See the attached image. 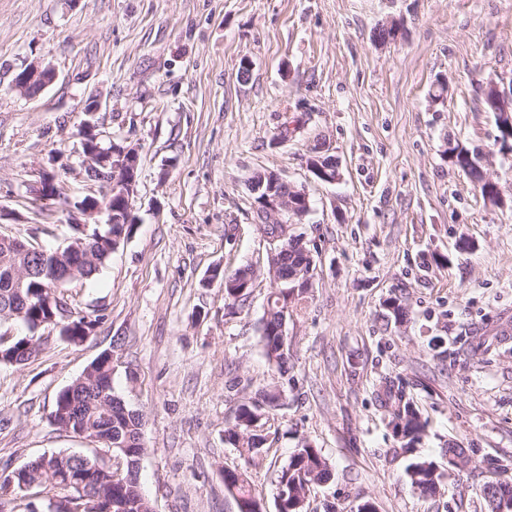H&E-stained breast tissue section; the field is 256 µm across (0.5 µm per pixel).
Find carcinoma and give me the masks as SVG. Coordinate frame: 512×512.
<instances>
[{
    "instance_id": "1",
    "label": "carcinoma",
    "mask_w": 512,
    "mask_h": 512,
    "mask_svg": "<svg viewBox=\"0 0 512 512\" xmlns=\"http://www.w3.org/2000/svg\"><path fill=\"white\" fill-rule=\"evenodd\" d=\"M473 182L481 174L479 153L453 158ZM118 221L104 227L100 237L95 230L83 232L80 225H70L73 241H82L83 249L70 256L60 254L57 259L29 257L11 253V244L0 243V323L21 319L27 323L28 334L14 339L0 348L21 366L35 357L42 336L38 331L59 324L72 332L67 340L79 342L87 339L99 322V317L71 318L64 295L67 282L88 280L97 274L111 255L110 246H121L131 236L133 225L126 223L125 213H116ZM24 276L23 287H17L13 271ZM309 258L292 245V235L275 244L268 256V274L275 284L267 299V307L260 320V335L264 355L279 376L288 374L290 352L277 332L283 310L297 314L305 307L308 289L300 280H288L295 273L308 272ZM224 286V299L243 302L252 288L254 272L250 267L238 268L230 273L212 270ZM374 395L383 409L388 424L407 448L414 446L425 431L427 423L421 420L404 388L387 378L374 384ZM280 393L268 390L261 399L242 405L234 424L225 430L228 442L237 448L244 462L240 469L223 471L224 489L239 506V512H265L263 504L252 496L247 468L255 466L262 457L265 438L259 433L261 421L279 405ZM53 422L60 429L75 434L79 431L90 437L104 433L108 442L102 450L132 448L143 454V414L127 406L112 389V366L94 365L85 376L77 378L61 390L55 399ZM137 458L127 457L122 474L101 465L96 458L82 461L69 453L59 452L57 458L47 460L38 456L26 462L24 468L0 477V494L18 490L20 483L34 488L58 489L70 493L78 512H153V504L141 490ZM330 476L329 466L321 451L306 443L295 450L287 466L279 474V485L288 488V498L280 512H307L306 506H297L307 500V492L316 483ZM406 477L412 487L423 494L435 495L441 491L442 475L437 473L436 462L420 458L406 468Z\"/></svg>"
}]
</instances>
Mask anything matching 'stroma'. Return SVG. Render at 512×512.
<instances>
[{"label": "stroma", "mask_w": 512, "mask_h": 512, "mask_svg": "<svg viewBox=\"0 0 512 512\" xmlns=\"http://www.w3.org/2000/svg\"><path fill=\"white\" fill-rule=\"evenodd\" d=\"M390 24L395 38L375 40ZM34 62L57 78L29 98L13 79ZM490 82L512 88V0H0V233L57 248L74 203L100 195L78 157L90 98L103 104L98 132L141 157L130 238L68 287L72 316L100 314L92 335L72 343L47 328L26 365H0V471L93 454L51 413L110 351L116 393L144 415L140 480L155 512H238L222 472L241 459L224 431L276 384L281 404L249 470L267 512L307 442L331 472L310 512L366 500L377 512H487L479 489L512 459V153L484 107ZM318 145L336 182L307 167ZM456 146L480 149L502 204L451 162ZM53 155L66 197L39 206L27 187ZM263 170L311 206L293 231L312 249V287L288 320L282 378L259 332L273 282L248 181ZM242 266L254 285L231 308L206 278ZM385 376L428 423L412 448L374 399ZM450 445L472 464L449 470ZM420 457L446 470L440 494L408 481Z\"/></svg>", "instance_id": "35a3bbf8"}]
</instances>
